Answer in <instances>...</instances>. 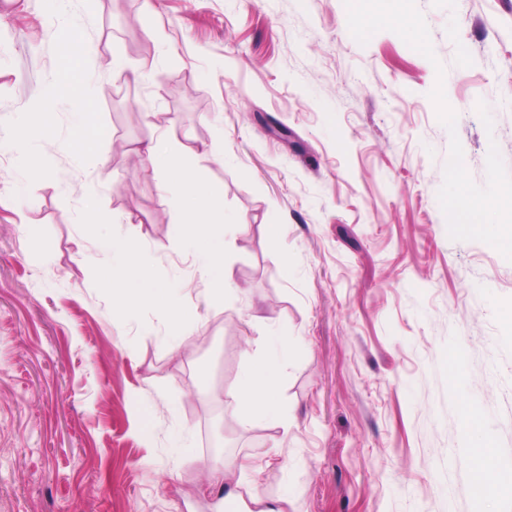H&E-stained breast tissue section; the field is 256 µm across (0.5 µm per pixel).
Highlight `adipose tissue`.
Returning a JSON list of instances; mask_svg holds the SVG:
<instances>
[{
  "instance_id": "ef3b65f1",
  "label": "adipose tissue",
  "mask_w": 512,
  "mask_h": 512,
  "mask_svg": "<svg viewBox=\"0 0 512 512\" xmlns=\"http://www.w3.org/2000/svg\"><path fill=\"white\" fill-rule=\"evenodd\" d=\"M72 128L71 147L85 167H97L102 157L95 144L108 138V130L92 112L75 113ZM146 157L166 176L165 189L173 198L177 214L172 227L173 239L196 245L202 257L203 276L215 293L224 294L230 275L224 263L223 187L210 179L206 167L200 163L199 153L192 147L183 144L168 147L150 145L146 148ZM112 247L122 255L125 264L119 271L111 266L99 269L98 281L105 292L125 308L142 301L158 307L167 306L169 288L149 279L134 246L116 239ZM247 358L243 373L225 393L227 400L241 409L246 425L288 428L291 417L279 405L278 390L282 372L291 358L290 348L287 344H278L269 337L261 336L255 339L254 348L248 351ZM242 474V468L228 465L216 472L213 482L223 485L227 499L233 501L240 493H247L255 512H284V504L289 503L293 496L291 487H284L277 504L273 505L256 492L254 482L244 481Z\"/></svg>"
}]
</instances>
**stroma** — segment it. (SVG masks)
I'll list each match as a JSON object with an SVG mask.
<instances>
[{
  "mask_svg": "<svg viewBox=\"0 0 512 512\" xmlns=\"http://www.w3.org/2000/svg\"><path fill=\"white\" fill-rule=\"evenodd\" d=\"M415 3L436 61L387 30L359 44L343 0H153L150 23L142 0H71L74 30L56 0H0V512H225L208 465L271 446L258 490L291 484L286 512H476L472 403L487 475L512 468V262L449 237V134L428 97L442 63L471 178L486 185L493 142L512 172V0ZM117 52L126 72L107 65ZM28 106L53 130L26 126ZM84 110L110 132L91 170L68 146ZM161 138L202 151L224 186L228 296L172 240L162 174L128 163ZM24 141L44 171L32 191ZM115 237L180 288L190 355L169 348L173 312L127 313L99 288ZM281 325L296 348L285 432L222 401L250 339Z\"/></svg>",
  "mask_w": 512,
  "mask_h": 512,
  "instance_id": "35a3bbf8",
  "label": "stroma"
}]
</instances>
